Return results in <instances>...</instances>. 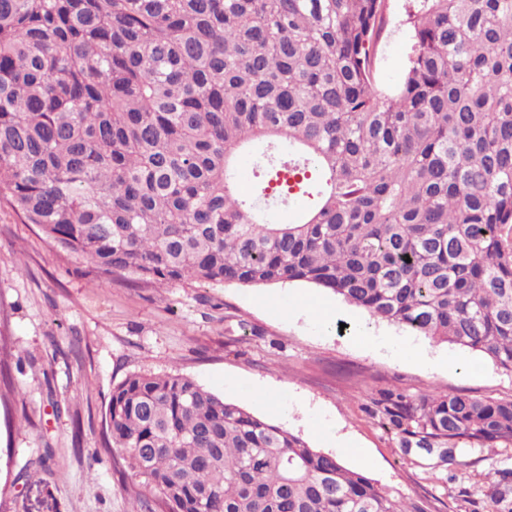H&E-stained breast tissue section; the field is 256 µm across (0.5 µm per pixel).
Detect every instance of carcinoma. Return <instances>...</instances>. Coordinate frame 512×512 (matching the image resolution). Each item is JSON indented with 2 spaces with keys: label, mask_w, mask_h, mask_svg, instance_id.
Wrapping results in <instances>:
<instances>
[{
  "label": "carcinoma",
  "mask_w": 512,
  "mask_h": 512,
  "mask_svg": "<svg viewBox=\"0 0 512 512\" xmlns=\"http://www.w3.org/2000/svg\"><path fill=\"white\" fill-rule=\"evenodd\" d=\"M387 0H0V195L103 275L327 288L512 373V0H409L401 82L376 77ZM317 201L270 224L237 154ZM372 414L437 465L512 446V398ZM114 467L161 512H431L180 375L133 373ZM486 512H512L489 464ZM264 150L262 143L256 142L249 150L245 151L238 159V184H246L247 190H241L246 196L252 197L256 189L257 180L254 177L256 164Z\"/></svg>",
  "instance_id": "cac0c4a2"
}]
</instances>
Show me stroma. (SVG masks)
<instances>
[{
  "instance_id": "35a3bbf8",
  "label": "stroma",
  "mask_w": 512,
  "mask_h": 512,
  "mask_svg": "<svg viewBox=\"0 0 512 512\" xmlns=\"http://www.w3.org/2000/svg\"><path fill=\"white\" fill-rule=\"evenodd\" d=\"M387 5L377 80L389 89L410 32L408 0ZM303 296L325 304L328 323L299 311ZM400 341L436 364L395 358L389 345ZM132 373L189 377L434 512H473L489 463L512 468V450L470 445L465 466L430 468L368 411L383 388L511 398L512 374L482 353L370 319L306 282L171 286L125 272L104 282L0 197V512H130L141 488L113 469L105 414Z\"/></svg>"
}]
</instances>
